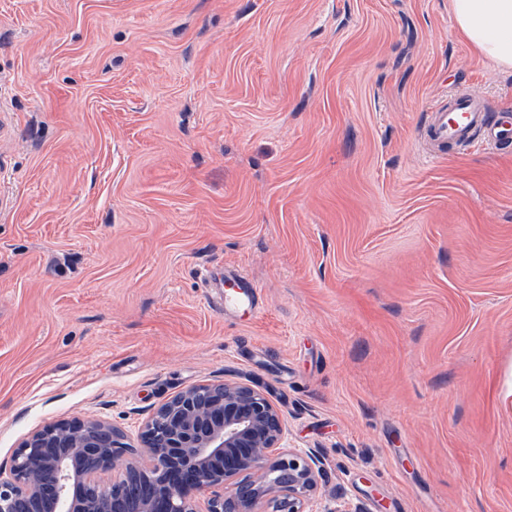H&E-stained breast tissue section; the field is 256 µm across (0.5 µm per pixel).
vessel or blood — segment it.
<instances>
[{
	"mask_svg": "<svg viewBox=\"0 0 512 512\" xmlns=\"http://www.w3.org/2000/svg\"><path fill=\"white\" fill-rule=\"evenodd\" d=\"M426 132L433 143L444 148L464 145L477 136L487 146L499 149L512 144V113L489 115L476 94L462 90L431 110ZM224 279L229 284L220 298L225 315L257 310L258 293L245 275L228 271Z\"/></svg>",
	"mask_w": 512,
	"mask_h": 512,
	"instance_id": "b4317fda",
	"label": "vessel or blood"
}]
</instances>
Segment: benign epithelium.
<instances>
[{"label":"benign epithelium","mask_w":512,"mask_h":512,"mask_svg":"<svg viewBox=\"0 0 512 512\" xmlns=\"http://www.w3.org/2000/svg\"><path fill=\"white\" fill-rule=\"evenodd\" d=\"M137 440L93 416L32 431L0 465V512H362L322 497L319 450L292 445L279 407L240 380L175 393ZM110 469L122 478L103 481Z\"/></svg>","instance_id":"obj_1"}]
</instances>
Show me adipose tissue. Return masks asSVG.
<instances>
[{
    "mask_svg": "<svg viewBox=\"0 0 512 512\" xmlns=\"http://www.w3.org/2000/svg\"><path fill=\"white\" fill-rule=\"evenodd\" d=\"M459 33L484 58L512 69V0H448Z\"/></svg>",
    "mask_w": 512,
    "mask_h": 512,
    "instance_id": "ef3b65f1",
    "label": "adipose tissue"
}]
</instances>
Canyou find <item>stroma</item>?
<instances>
[{
	"mask_svg": "<svg viewBox=\"0 0 512 512\" xmlns=\"http://www.w3.org/2000/svg\"><path fill=\"white\" fill-rule=\"evenodd\" d=\"M457 90L512 111L448 0H0V463L227 375L325 495L512 512V149L434 153ZM224 280L232 284V287L224 290V294L220 297L219 306L224 308V315L230 316L244 309L256 313L258 310V293L247 277L238 271H225Z\"/></svg>",
	"mask_w": 512,
	"mask_h": 512,
	"instance_id": "35a3bbf8",
	"label": "stroma"
}]
</instances>
